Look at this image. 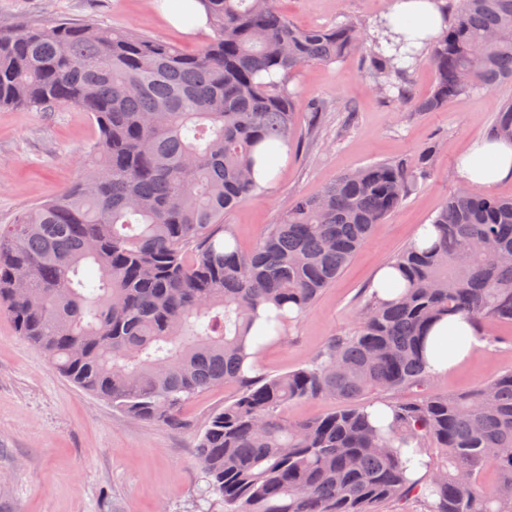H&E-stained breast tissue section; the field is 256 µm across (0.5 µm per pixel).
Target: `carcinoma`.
Returning <instances> with one entry per match:
<instances>
[{
	"instance_id": "carcinoma-1",
	"label": "carcinoma",
	"mask_w": 512,
	"mask_h": 512,
	"mask_svg": "<svg viewBox=\"0 0 512 512\" xmlns=\"http://www.w3.org/2000/svg\"><path fill=\"white\" fill-rule=\"evenodd\" d=\"M213 36L195 53L98 23L35 28L0 22V107L90 114L100 135L78 180L0 226V309L72 384L140 421L179 422L191 399L237 393L196 445L207 493L224 512H375L416 496L424 512H512V371L469 392L390 405L374 425L361 403L422 387V340L443 314L512 323V198L458 188L432 219L437 242L389 264L408 286L369 298L353 331L302 367L261 373L257 308L280 334L332 285L377 224L431 166L375 163L314 197H296L244 252L224 213L251 198L254 153L290 145L288 80L302 67L362 52L366 73L404 97L425 60L436 82L415 109L512 81V0H450L448 29L423 51L382 20L364 39L349 19L300 28L276 0H198ZM268 79H263L262 74ZM493 137L512 140V101ZM339 402L293 421L302 399ZM440 459L408 478L401 449ZM492 467L497 481L481 486Z\"/></svg>"
}]
</instances>
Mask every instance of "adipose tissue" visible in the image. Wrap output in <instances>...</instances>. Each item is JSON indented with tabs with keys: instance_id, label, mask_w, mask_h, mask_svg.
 <instances>
[{
	"instance_id": "1",
	"label": "adipose tissue",
	"mask_w": 512,
	"mask_h": 512,
	"mask_svg": "<svg viewBox=\"0 0 512 512\" xmlns=\"http://www.w3.org/2000/svg\"><path fill=\"white\" fill-rule=\"evenodd\" d=\"M442 0H392L391 21L405 22L412 36L436 35L445 25ZM457 176L467 185L489 188L512 178V140L478 139L459 157ZM484 341L473 320L462 314L441 317L427 333L424 359L429 374L442 375L469 358Z\"/></svg>"
}]
</instances>
